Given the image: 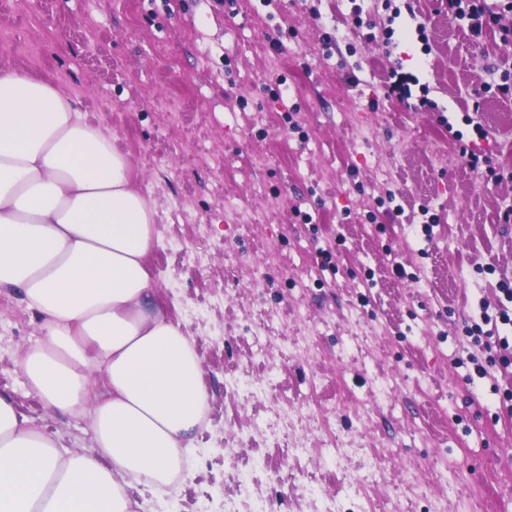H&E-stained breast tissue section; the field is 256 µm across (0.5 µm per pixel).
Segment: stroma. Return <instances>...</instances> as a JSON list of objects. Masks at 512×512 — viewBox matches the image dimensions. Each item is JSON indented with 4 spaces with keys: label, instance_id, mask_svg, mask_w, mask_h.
<instances>
[{
    "label": "stroma",
    "instance_id": "obj_1",
    "mask_svg": "<svg viewBox=\"0 0 512 512\" xmlns=\"http://www.w3.org/2000/svg\"><path fill=\"white\" fill-rule=\"evenodd\" d=\"M395 3L0 0L24 20L0 26V71L47 77L127 154L158 296L203 362L197 449L140 512H512V415L453 365L512 283V11L475 34L448 0ZM41 340L0 293V394L96 453L90 416L48 410L20 370Z\"/></svg>",
    "mask_w": 512,
    "mask_h": 512
}]
</instances>
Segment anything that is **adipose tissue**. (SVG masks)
Segmentation results:
<instances>
[{
  "label": "adipose tissue",
  "instance_id": "1",
  "mask_svg": "<svg viewBox=\"0 0 512 512\" xmlns=\"http://www.w3.org/2000/svg\"><path fill=\"white\" fill-rule=\"evenodd\" d=\"M158 243L111 130L52 84L0 74V291L41 317L29 385L52 411L90 412L98 448L59 446L0 394V512H135L131 490L170 485L194 454L203 366L154 288Z\"/></svg>",
  "mask_w": 512,
  "mask_h": 512
}]
</instances>
